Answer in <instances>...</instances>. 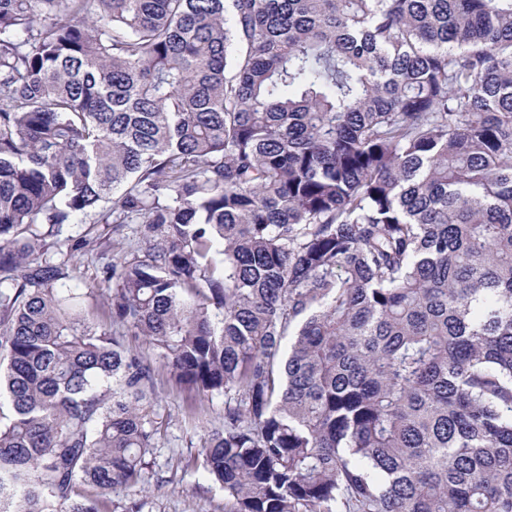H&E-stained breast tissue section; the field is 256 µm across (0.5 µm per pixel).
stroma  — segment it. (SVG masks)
Returning a JSON list of instances; mask_svg holds the SVG:
<instances>
[{
  "instance_id": "obj_1",
  "label": "stroma",
  "mask_w": 512,
  "mask_h": 512,
  "mask_svg": "<svg viewBox=\"0 0 512 512\" xmlns=\"http://www.w3.org/2000/svg\"><path fill=\"white\" fill-rule=\"evenodd\" d=\"M153 417L157 434L153 464L142 492L114 494L121 508L140 505L141 512H227L223 489L203 471L200 461L208 430L224 420V398L191 401L164 368H157Z\"/></svg>"
}]
</instances>
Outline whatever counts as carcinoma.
<instances>
[{
	"label": "carcinoma",
	"instance_id": "obj_1",
	"mask_svg": "<svg viewBox=\"0 0 512 512\" xmlns=\"http://www.w3.org/2000/svg\"><path fill=\"white\" fill-rule=\"evenodd\" d=\"M128 335L228 512H512V0H0V512L140 487ZM101 287L96 293L93 299H90L87 304V310L89 311L90 317L96 322L105 323L109 322L110 316V295L111 290L107 286V283H100Z\"/></svg>",
	"mask_w": 512,
	"mask_h": 512
}]
</instances>
